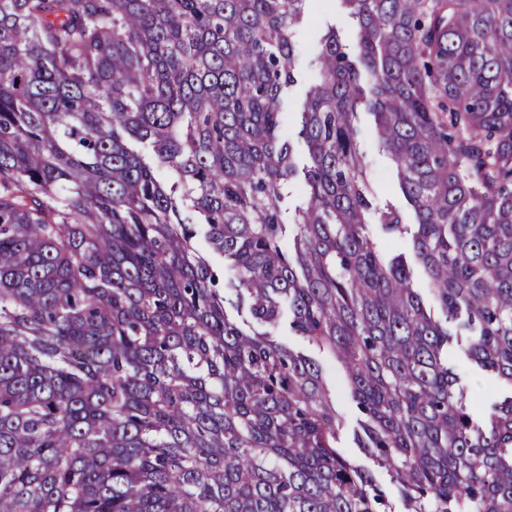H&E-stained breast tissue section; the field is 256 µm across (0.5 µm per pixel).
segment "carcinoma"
<instances>
[{"instance_id": "1", "label": "carcinoma", "mask_w": 512, "mask_h": 512, "mask_svg": "<svg viewBox=\"0 0 512 512\" xmlns=\"http://www.w3.org/2000/svg\"><path fill=\"white\" fill-rule=\"evenodd\" d=\"M308 2L0 0V512H393L290 336L401 512H512V0H337L301 164ZM336 0H311L307 9L311 13L308 27L298 34L299 55L297 58V83L289 89L288 111L299 112L298 104L306 89L315 81L316 72L313 61L319 52V39L327 25L339 29L344 42L351 44L355 32L343 13L335 5ZM358 133L366 152L367 171L375 188L377 206L384 207L386 204H390L404 214L407 222H413V211L392 176V163L387 155L377 147L374 126L369 115L360 114ZM448 366L453 367L454 371L464 378L467 384V401L478 414H481L494 398L507 391L495 376L473 369L452 352H448ZM320 360L324 367L327 382L333 392L336 394V404L345 420V433L342 438L344 453L359 464L369 469L375 479L383 485L386 490L389 503L399 508V500L394 488L390 485L387 475L384 471L377 468L373 462L367 458L359 448H356L353 440V430L356 428L357 418L359 417L356 406L350 401L346 393V385L343 375L337 364L328 356L314 354Z\"/></svg>"}]
</instances>
